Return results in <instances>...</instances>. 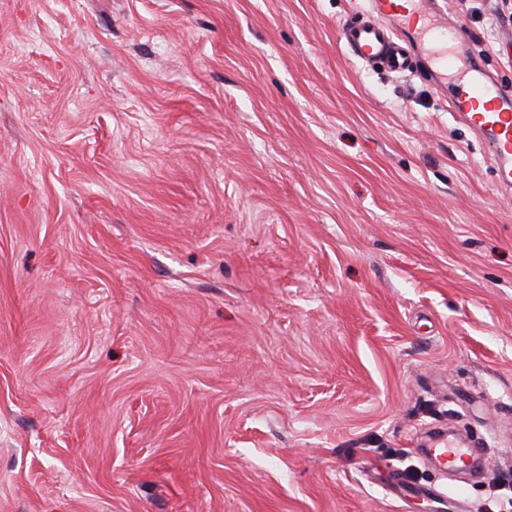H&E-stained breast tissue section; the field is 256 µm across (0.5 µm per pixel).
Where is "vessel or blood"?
Wrapping results in <instances>:
<instances>
[{"label": "vessel or blood", "instance_id": "1", "mask_svg": "<svg viewBox=\"0 0 512 512\" xmlns=\"http://www.w3.org/2000/svg\"><path fill=\"white\" fill-rule=\"evenodd\" d=\"M340 39L348 55L392 72L409 70L428 59L430 80L448 86V70L455 64L449 46L463 47L461 29L448 23L437 0H408L407 7L393 0H372L369 10L344 23ZM462 94L451 97L448 108L482 141L493 159V181L503 194L512 193V87L484 65L471 63ZM436 467L454 469L472 455L458 443L430 449Z\"/></svg>", "mask_w": 512, "mask_h": 512}]
</instances>
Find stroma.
I'll return each mask as SVG.
<instances>
[{
    "label": "stroma",
    "instance_id": "35a3bbf8",
    "mask_svg": "<svg viewBox=\"0 0 512 512\" xmlns=\"http://www.w3.org/2000/svg\"><path fill=\"white\" fill-rule=\"evenodd\" d=\"M503 5L446 8L512 85ZM367 7L0 0V512H485L512 196ZM460 443H448L441 448H430L429 454L436 467L440 469H456L473 455L472 448H463Z\"/></svg>",
    "mask_w": 512,
    "mask_h": 512
}]
</instances>
